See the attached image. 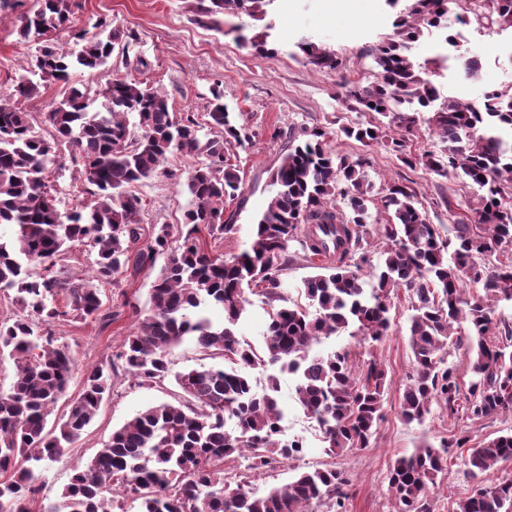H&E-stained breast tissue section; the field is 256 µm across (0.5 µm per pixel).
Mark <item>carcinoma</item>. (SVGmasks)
<instances>
[{
	"label": "carcinoma",
	"mask_w": 512,
	"mask_h": 512,
	"mask_svg": "<svg viewBox=\"0 0 512 512\" xmlns=\"http://www.w3.org/2000/svg\"><path fill=\"white\" fill-rule=\"evenodd\" d=\"M270 2L200 0L199 11L222 34L224 14L263 15ZM452 5L483 25L512 28V0H410L395 36L372 48L376 80L342 93L348 109L374 115L344 129L347 137L364 146L388 138L401 153L425 128L443 144L441 154L425 151L405 161L479 190L469 203L471 223L456 222L451 242L428 222L412 187L385 186L382 199L392 215L377 233L384 259L369 290L362 264L373 184L364 161L335 150L326 129L289 137L250 248L227 258L206 238L222 239L234 230L224 218V201L238 197L241 179L226 151L245 146L250 135L220 93H213L215 104L202 123L195 112L176 115L163 91L114 78L96 93L101 111L89 110L88 92L72 89L45 113L47 136L14 98L0 97V224L16 228L13 242L0 241V294L12 296L22 311L11 322L0 321V365L9 360L15 368L9 387L0 386V512H109L118 493L137 501L139 512H307L314 503L327 512H347L350 482L334 468L301 471L262 492L248 489L250 473L293 461L302 451L276 438L278 377L269 376L259 396L243 369L269 364L296 375L297 403L322 428L330 453L368 447L382 419L384 366L370 349L357 368L348 349L324 356L313 346L351 326L361 341H381L391 328V292L400 288L414 310V369L402 391L401 418L421 423L435 404L453 419L462 412L471 420L512 414V325L493 321L496 306L512 302V265L484 262L512 245V141L500 134L512 129V92L440 103L433 71L410 55L423 28L443 26ZM72 7L73 0H40L37 10L20 17V36L39 40L66 27ZM93 28L75 32L73 48L43 44L31 76L18 79L16 95L33 98L53 82L68 81L76 69L106 67L122 35L103 19ZM299 48L318 70L341 65L310 40ZM66 152L93 203L79 202L63 213L49 177ZM175 153L195 159L186 183L192 205L183 223L160 225L147 250L137 251L142 198L135 186ZM339 199L350 214L337 209ZM76 245L95 250L91 274L62 279L54 267ZM159 254L166 262L151 283L149 312L127 336L119 358L134 377L161 382L170 374L172 350L191 336L227 366L174 374L184 396L149 407L114 430L104 448L74 469L59 500L46 504L38 498L43 471L94 420L112 392L115 368L111 360L85 368L78 397L56 427L46 429L51 406L76 370L70 349L55 343L49 327L100 314L112 320V313H102L98 283L152 264ZM297 255L320 260L318 272L304 281L306 306L288 304L279 291L280 276ZM34 265L44 272L33 276ZM252 285L263 287L270 307L261 354L235 334L245 287ZM469 285L477 291H466ZM212 304L224 310V321L206 315ZM461 322L468 324L463 336L453 332ZM467 339L464 381L448 357ZM467 452L475 485L449 512H512V481L489 482L497 464L512 460V435ZM241 457L248 465L232 488L224 482V466ZM447 469L446 453L427 442L395 458L388 492L398 512H430L431 488Z\"/></svg>",
	"instance_id": "carcinoma-1"
}]
</instances>
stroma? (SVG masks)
Instances as JSON below:
<instances>
[{"instance_id": "obj_1", "label": "stroma", "mask_w": 512, "mask_h": 512, "mask_svg": "<svg viewBox=\"0 0 512 512\" xmlns=\"http://www.w3.org/2000/svg\"><path fill=\"white\" fill-rule=\"evenodd\" d=\"M348 8L331 11L329 0H272L264 19L245 14L224 17L223 32H215L199 22V0H74L72 23L53 32L55 43L72 45V34L91 28L97 19L111 20L114 27L133 33L128 51H114L108 68L75 72L69 82L48 85L40 96L20 99L25 111L48 112L64 99L71 87L97 92L112 77L144 82L167 91L174 112L204 114L211 108L213 89H220L223 102L237 123L247 125L251 140L245 147L229 150L228 158L239 167L241 189L234 201L224 204L231 215L234 233L220 243L225 255L248 248L255 224L266 209L273 189L270 174L280 164L289 135L301 129L322 127L331 135L336 150L365 161V171L375 187L403 182L413 187L429 223L448 235V215L466 218L469 201L476 191L458 179H446L421 167L404 164L386 142L363 146L345 136L346 127L367 123L366 112H354L338 99L342 83L374 80L377 68L371 50L392 37L399 8L387 0H347ZM38 0H5L0 7V95L12 94L18 77L27 70L36 53L34 43L24 41L17 32L19 18L36 10ZM453 42H446V35ZM322 44L336 53L342 65L336 71H318L308 65L299 49L302 38ZM252 40L268 42L276 51L266 57L252 51ZM411 53L419 63H435L433 81L441 98L462 102L481 100L486 91L512 89V28L484 27L471 22L459 25L449 18L447 29L425 28ZM478 56L481 68L476 76H466L462 63ZM145 66H138V59ZM191 158L176 155L145 184L137 186L142 199L139 220L145 231L161 224H177L190 206L186 180ZM165 263L157 256L153 266L134 275L122 274L116 283L102 286L101 298L111 306L115 319L101 328L94 319L78 320L55 327L58 343L69 347L78 366L61 398L47 418L55 427L68 408L70 399L81 391L82 366L116 357L138 318L124 307L125 296L146 303L152 281ZM246 314L236 327L242 343L262 349V331L269 307L259 290L244 294ZM391 329L374 348V354L388 373L383 418L369 447L356 448L341 455H328L316 421L296 402L297 378L279 376L277 398L284 411L282 436L301 437L305 451L302 467H333L344 472L352 486L347 512H397L387 492L389 467L396 456L411 452L422 440L441 446L454 435L466 433L471 445L512 433V415L500 414L485 420H452L441 408L421 424L405 422L399 412L404 384L413 373L408 343L411 301L405 291L391 299ZM111 396L102 403L85 433L58 461L45 471L41 496L52 501L69 483L75 467L102 448L119 428L138 411L173 401L180 390L172 378L163 386L138 383L126 369L113 378ZM463 448L450 449L448 471L438 480L430 497L432 512H448L449 502L471 492L473 480L466 473Z\"/></svg>"}]
</instances>
